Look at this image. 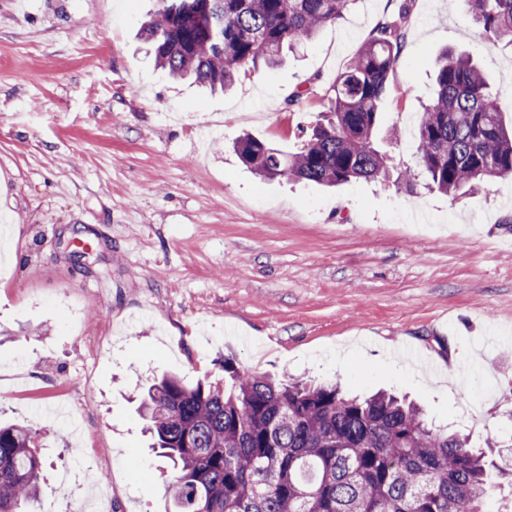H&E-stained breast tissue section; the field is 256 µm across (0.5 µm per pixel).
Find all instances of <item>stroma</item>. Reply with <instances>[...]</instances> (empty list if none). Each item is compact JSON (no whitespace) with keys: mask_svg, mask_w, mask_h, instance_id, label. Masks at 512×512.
I'll use <instances>...</instances> for the list:
<instances>
[{"mask_svg":"<svg viewBox=\"0 0 512 512\" xmlns=\"http://www.w3.org/2000/svg\"><path fill=\"white\" fill-rule=\"evenodd\" d=\"M154 0H0V421L32 429L41 512H166L170 467L139 399L174 373L239 370L387 390L472 447L512 443V181L451 197L419 172L417 130L443 49L477 60L512 120V47L464 0H356L344 19L212 93L138 37ZM407 38L380 107L393 181L268 180L249 133L299 151L375 26ZM399 130V139L389 136ZM65 406L71 435L45 415Z\"/></svg>","mask_w":512,"mask_h":512,"instance_id":"35a3bbf8","label":"stroma"}]
</instances>
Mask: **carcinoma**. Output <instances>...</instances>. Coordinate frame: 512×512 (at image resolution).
<instances>
[{
    "instance_id": "obj_1",
    "label": "carcinoma",
    "mask_w": 512,
    "mask_h": 512,
    "mask_svg": "<svg viewBox=\"0 0 512 512\" xmlns=\"http://www.w3.org/2000/svg\"><path fill=\"white\" fill-rule=\"evenodd\" d=\"M141 35L157 66L211 90L238 72L279 63L284 46L311 39L354 0H157ZM492 42L512 47V0H466ZM380 22L332 85L328 115L300 151L246 135L241 162L265 179L325 186L386 170L374 144L380 104L406 39L404 15ZM424 107L418 155L449 196L512 178V130L483 70L447 52ZM224 382L164 375L141 402L154 447L172 463L173 512H483L494 462L468 439L434 430L392 393L360 399L336 385L276 380L224 359ZM43 462L29 428L0 425V512H32Z\"/></svg>"
}]
</instances>
